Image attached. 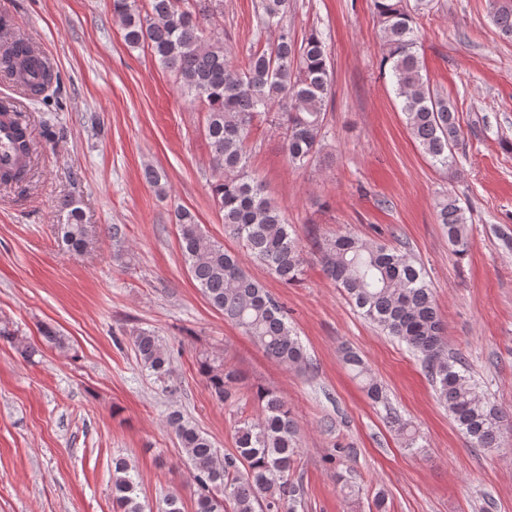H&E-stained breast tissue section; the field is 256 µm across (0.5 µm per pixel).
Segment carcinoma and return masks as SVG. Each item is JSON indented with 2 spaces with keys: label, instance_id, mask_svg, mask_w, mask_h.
Instances as JSON below:
<instances>
[{
  "label": "carcinoma",
  "instance_id": "1",
  "mask_svg": "<svg viewBox=\"0 0 512 512\" xmlns=\"http://www.w3.org/2000/svg\"><path fill=\"white\" fill-rule=\"evenodd\" d=\"M146 2L143 10L140 2ZM223 0H112L121 20L124 40L132 48L147 45L160 63L174 73L181 91L204 104L206 136L217 178L213 198L224 228L242 242L248 256L264 265L285 284L304 272L306 259L281 209L264 194L262 183L248 174L247 147L255 123L270 117L282 130L291 165L302 168L320 150L325 137L326 99L332 88L331 65L323 34L314 31L296 42L285 18L288 0H260L258 32L277 29L269 48L249 47L242 55L224 39ZM379 17L387 66L407 128L433 163L448 168L459 145L457 113L430 91L418 53L419 29L408 0H373ZM491 20L505 39L512 40V0H491ZM0 69L14 76L28 96L39 98L59 80L45 56L7 20L0 19ZM0 118L8 120L19 167L0 166V182L22 187L29 183L36 148L25 119L8 102H0ZM66 222L59 225L61 241L75 253L84 251L87 225L76 202L65 204ZM438 223L448 235L454 254L470 248L465 208L445 196L436 203ZM181 251L193 280L211 307L254 338L264 353L285 366L306 363V354L288 320L283 303L244 268L239 255L224 249L198 224L196 215L175 211ZM324 274L340 288L360 315L387 335L417 353L435 383L442 403L474 448H498L504 411L477 390L461 360L448 356L444 328L432 289L422 269L409 255L378 240L352 235L326 237L317 242ZM44 342L63 349L60 331L41 327ZM0 339L27 358L37 349L8 327ZM132 344L142 367L161 380L170 372V354L150 329L132 332ZM343 363L359 378L372 402L380 404L391 426L418 448V436L389 405L382 386L371 376L363 358L346 350ZM213 397L224 402L233 396L236 377L224 361L204 357L199 362ZM256 397L262 417L243 421L236 429L235 451L226 454L209 435L183 419L169 415L190 469L196 512H294L302 486L292 479L299 452L298 424L288 402L276 391L260 389ZM112 496L120 512H146L140 497V475L126 459L112 460Z\"/></svg>",
  "mask_w": 512,
  "mask_h": 512
}]
</instances>
